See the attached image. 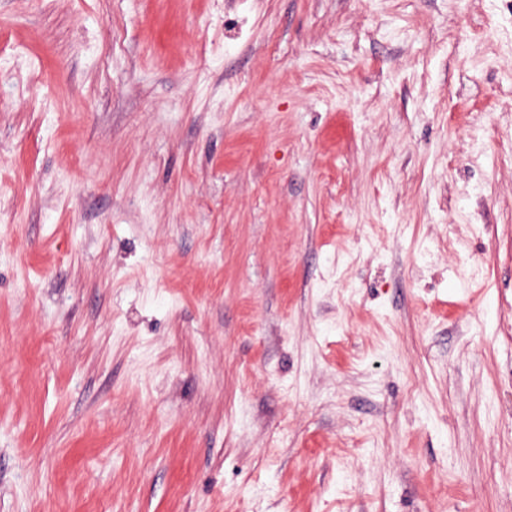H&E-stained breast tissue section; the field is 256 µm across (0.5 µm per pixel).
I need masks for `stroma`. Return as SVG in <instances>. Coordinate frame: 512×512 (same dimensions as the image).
Segmentation results:
<instances>
[{"mask_svg":"<svg viewBox=\"0 0 512 512\" xmlns=\"http://www.w3.org/2000/svg\"><path fill=\"white\" fill-rule=\"evenodd\" d=\"M0 512H512V0H0Z\"/></svg>","mask_w":512,"mask_h":512,"instance_id":"1","label":"stroma"}]
</instances>
